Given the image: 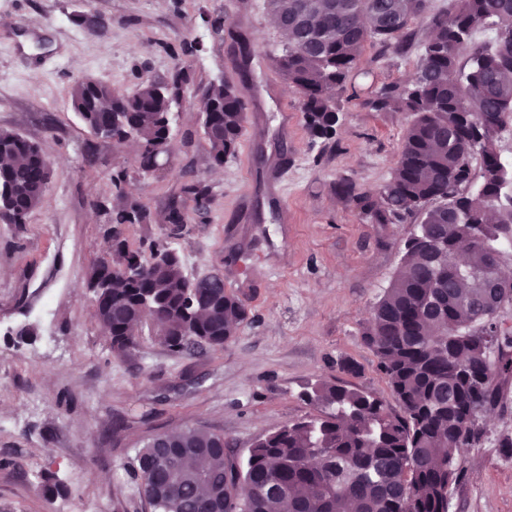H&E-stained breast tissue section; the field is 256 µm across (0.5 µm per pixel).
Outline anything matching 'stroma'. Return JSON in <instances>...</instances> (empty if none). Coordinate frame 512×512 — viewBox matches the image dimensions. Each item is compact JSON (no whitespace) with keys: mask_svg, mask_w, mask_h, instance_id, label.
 Instances as JSON below:
<instances>
[{"mask_svg":"<svg viewBox=\"0 0 512 512\" xmlns=\"http://www.w3.org/2000/svg\"><path fill=\"white\" fill-rule=\"evenodd\" d=\"M81 16L104 26L89 33ZM0 17L10 20L0 26V129L37 143L51 165L45 200L26 224H0V512H143L128 465L149 438L201 427L245 459L259 437L316 414L302 398L312 382L340 380L397 409L362 333L417 222L373 223L339 185L372 195L391 178L409 118L370 110L360 92L408 80L425 21L413 23L404 54L367 47L356 92L338 98L336 134L324 141L309 133L298 92L273 62L284 37L266 0H0ZM241 33L254 46L247 59ZM179 69L188 80L171 110L173 150L155 174H142L135 153L97 138L72 109L78 75L127 93L144 78L168 83ZM219 79L241 86L261 132L242 136L217 169L198 89ZM260 155L287 157L277 187L257 180ZM119 169L153 216L127 226V239L171 243L187 274L222 272L247 306L224 347L174 354L146 326L129 356L113 353L86 281L109 251ZM191 180L209 187L208 208L186 197ZM174 199L185 213L177 232L164 220ZM344 360L359 375L342 372ZM485 429L462 458L449 512H512V458L497 446L512 436V381ZM46 472L64 494H44Z\"/></svg>","mask_w":512,"mask_h":512,"instance_id":"35a3bbf8","label":"stroma"}]
</instances>
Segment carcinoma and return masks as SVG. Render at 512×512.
<instances>
[{
	"instance_id": "carcinoma-1",
	"label": "carcinoma",
	"mask_w": 512,
	"mask_h": 512,
	"mask_svg": "<svg viewBox=\"0 0 512 512\" xmlns=\"http://www.w3.org/2000/svg\"><path fill=\"white\" fill-rule=\"evenodd\" d=\"M275 15L288 17V37L275 55L283 77L301 97L309 133L336 134V98L361 71L367 45L406 51L411 23L428 21L412 82L368 87L365 104L374 112L411 116L392 174L376 196L344 183L341 193L377 224L417 215V232L405 245L404 263L374 306L363 331L399 410L348 385L316 382L303 391L317 416L285 425L257 439L245 460L228 456L224 435L188 428L152 437L129 463L135 495L149 512H272L285 499L292 512H448L451 487L462 477L459 461L481 442L479 408L497 407L512 377V333L498 320H474L469 298L493 291L489 258L512 261V164L502 158L499 136L512 131V0H450L446 10L431 0H267ZM486 31L478 42L474 34ZM470 46L466 62L454 50ZM186 74L176 72L161 94L141 83L123 96L103 84L75 83V110L87 128L106 130L112 143L135 141L139 167L161 168L168 102L180 94ZM201 130L216 167L233 157L246 122L240 87L230 81L201 89ZM0 153L9 163L0 183L11 190L1 224L22 227L44 201L47 161L38 146L11 130H0ZM109 223L112 252L93 266L88 280L106 275L112 287L93 298L94 310L112 312L103 325L119 357L137 346L132 325L140 321L136 301L148 299L161 322L159 342L182 353L191 345L222 347L247 320L244 302L188 277L179 252L169 244L134 245L129 224H150L152 215L133 197L122 198ZM468 255L467 267L455 255ZM160 252L163 265L150 261ZM140 267L132 280L126 270ZM447 333L441 342L432 330Z\"/></svg>"
}]
</instances>
